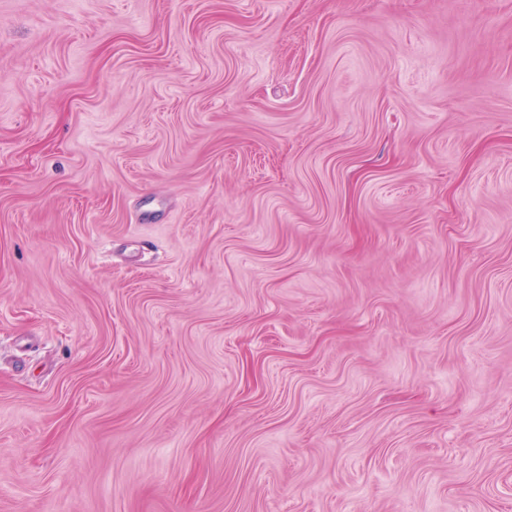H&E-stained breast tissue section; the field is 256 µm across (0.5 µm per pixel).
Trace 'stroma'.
Returning a JSON list of instances; mask_svg holds the SVG:
<instances>
[{
  "mask_svg": "<svg viewBox=\"0 0 512 512\" xmlns=\"http://www.w3.org/2000/svg\"><path fill=\"white\" fill-rule=\"evenodd\" d=\"M0 512H512V0H0Z\"/></svg>",
  "mask_w": 512,
  "mask_h": 512,
  "instance_id": "1",
  "label": "stroma"
}]
</instances>
